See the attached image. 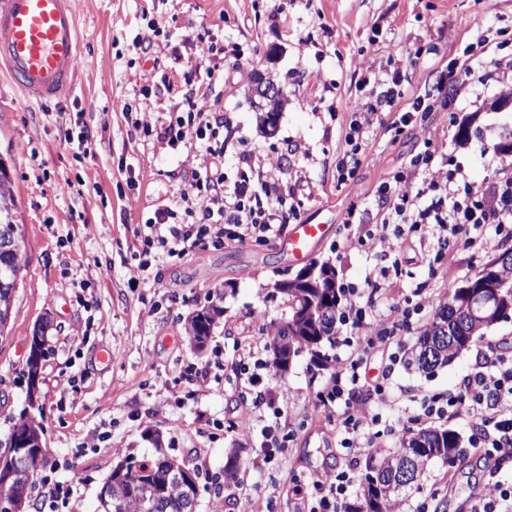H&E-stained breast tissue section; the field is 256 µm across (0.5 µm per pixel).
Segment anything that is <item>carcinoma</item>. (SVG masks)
Segmentation results:
<instances>
[{
  "instance_id": "1",
  "label": "carcinoma",
  "mask_w": 512,
  "mask_h": 512,
  "mask_svg": "<svg viewBox=\"0 0 512 512\" xmlns=\"http://www.w3.org/2000/svg\"><path fill=\"white\" fill-rule=\"evenodd\" d=\"M16 199L11 189L8 170L0 160V269L14 267V275L0 276V337L9 324L18 279L15 275L22 269V263L15 262L17 254L24 253V237L15 220ZM316 272L312 285L303 288L288 284L285 293L290 304L288 321L272 325L268 332L272 351L271 367L279 375L288 370V351L298 355L310 353L313 361L327 368V358L320 354L323 342L331 341L336 335L344 289L339 287L336 268L329 261L314 262ZM501 282L512 284V261L501 257L490 260L479 273L462 281V287L453 289L457 307H448V300L439 303L435 313L425 325L417 345L412 349L408 365L428 372L442 366L460 351L466 349L475 339L485 335L493 323L478 318L469 326L462 325L466 300L480 290ZM224 319V307L209 303L190 312L186 319V332L192 349L200 351L208 343L214 328ZM453 329L461 336L456 344L444 347L442 356L428 363L422 359V348L431 338L443 333V328ZM427 443L425 448H405L386 456L371 455L366 458L367 484L363 489V501L349 512H396L400 491L392 489L393 464L399 457L410 461L418 474H423L428 463L434 459L453 464L463 453L464 439L452 428H428L416 432ZM157 451V457L145 458L128 463L125 470L115 469L106 479L108 487L107 512H195L196 496L189 495L181 487L194 488L199 472L182 459L168 455L159 435H149ZM43 419L33 415L25 416L15 425L5 440L0 441V452L14 454L13 481L21 485L15 501V512H29L31 490L46 463Z\"/></svg>"
}]
</instances>
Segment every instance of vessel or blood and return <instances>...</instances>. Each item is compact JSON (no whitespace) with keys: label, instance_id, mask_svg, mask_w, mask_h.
<instances>
[{"label":"vessel or blood","instance_id":"vessel-or-blood-1","mask_svg":"<svg viewBox=\"0 0 512 512\" xmlns=\"http://www.w3.org/2000/svg\"><path fill=\"white\" fill-rule=\"evenodd\" d=\"M78 40L72 0H0V64L28 98L58 99L70 91ZM327 233L324 224L293 225L289 260L309 261Z\"/></svg>","mask_w":512,"mask_h":512}]
</instances>
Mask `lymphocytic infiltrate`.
<instances>
[{"mask_svg": "<svg viewBox=\"0 0 512 512\" xmlns=\"http://www.w3.org/2000/svg\"><path fill=\"white\" fill-rule=\"evenodd\" d=\"M507 34L502 27L481 30L464 48L460 69H447L431 90L415 98L410 111L400 114L394 107L403 95V64L416 62L417 57L392 49L352 115L346 149L336 165L339 180L352 178L374 124L385 122L398 131L412 123L416 113L449 109L451 100L444 87L453 77H460V86L465 89L511 76L512 40ZM227 55L241 59L245 51L237 44L207 45L196 67V93L191 94L185 109L171 113L168 123L155 131L157 141L167 146L197 148L200 163L172 205L157 209L146 219L134 274L149 270L154 248L180 256L210 247L220 249L228 240L243 244L266 241L283 234L300 215L290 188H255L250 163H242L232 179L224 171V113L215 89L224 81L216 61ZM377 206L382 219L367 231L363 244L384 256L397 255L412 233L435 240L434 259L438 262L448 259L457 246L484 250L492 237H512V179L496 183L493 198L482 197L455 156L437 158L427 146L379 185ZM399 269L396 262L376 268L365 276L363 287L349 290L344 318L353 330L347 340L351 352L336 361L325 389L317 395L320 406L335 408L336 432L344 448L360 447L372 423L363 408L345 403L344 397L368 383L366 368L374 346L373 332L381 331L388 346H398L413 315L425 307L423 301L408 298L381 310L380 302L393 285L392 274ZM421 409L427 418L467 415L475 432L474 448L502 463L512 460V359L487 349L481 363L455 392L444 399L429 398ZM350 483L345 471L318 476L308 512H346L345 494Z\"/></svg>", "mask_w": 512, "mask_h": 512, "instance_id": "lymphocytic-infiltrate-1", "label": "lymphocytic infiltrate"}]
</instances>
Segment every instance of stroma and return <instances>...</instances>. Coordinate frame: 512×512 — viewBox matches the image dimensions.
<instances>
[{
  "label": "stroma",
  "mask_w": 512,
  "mask_h": 512,
  "mask_svg": "<svg viewBox=\"0 0 512 512\" xmlns=\"http://www.w3.org/2000/svg\"><path fill=\"white\" fill-rule=\"evenodd\" d=\"M73 7L80 47L76 82L66 96L27 99L0 73V158L8 162L26 250L9 334L0 339V439L28 410L27 343L34 325L46 318L51 326L39 392L47 463L41 477L72 486L77 512H94L118 463L152 455L149 430L162 435L170 456L205 464L196 512H249V502L265 505L274 487L296 485L302 495L275 498V512H303L313 476L349 468L355 472L349 501L360 504L368 451L341 450L332 414L315 407L326 372L302 353L285 376L269 373L247 383L237 375L244 346L255 345L259 357L269 358L266 328L288 319V299L276 283L295 277L300 267L289 263L283 238L228 241L183 257L161 250L159 279L132 280L143 223L169 204L196 152L145 136L123 106L134 103L152 123L182 106L184 77L201 56L187 45L191 28H205L209 40L223 45L249 46L253 57L223 62L224 119L236 131L224 145V170L235 176L246 155L263 173L279 162L276 176L293 189L301 219L330 227L315 260L331 261L338 282L357 283L380 262L357 240L361 224L377 220L373 194L423 144L440 156L454 154L479 189L512 177V155L492 150L512 133V83L495 82L459 94L450 112L432 113L400 136L376 127L354 178L339 183L336 162L359 97L357 81L379 71L392 48L420 49V59L403 67L399 105L407 107L482 27L512 22V0H73ZM151 20L167 36L147 53L136 39L147 34ZM374 35L379 42L373 46ZM259 74L288 95L271 136L258 120ZM86 126L98 136L83 149L77 135ZM463 126L469 132L464 145L458 141ZM353 207L362 222L350 226ZM508 251L512 239L493 242L480 254L462 248L452 262L437 264L428 260L432 240L413 234L388 302H402L420 289L428 304L403 332L401 351L415 344L449 288ZM90 272L97 276L93 287L81 288ZM213 300L223 306L224 320L197 353L184 319ZM489 345L512 353V317L428 373L408 369L386 352L373 354L368 375L384 386L388 401L379 403L368 387L358 397L378 418L382 454L396 452L406 436L398 415L416 413L424 398L455 390L475 368L477 351ZM193 363L210 367L205 391L196 394L187 383ZM266 392L279 417L251 414ZM275 420L281 432L273 462L250 469L264 426ZM102 433L106 441L90 447ZM233 457L244 472L247 498L240 502L225 499L219 483ZM496 468L502 478L512 477V464L498 465L471 449L453 465L432 461L418 485L401 492L400 512H469Z\"/></svg>",
  "instance_id": "obj_1"
}]
</instances>
